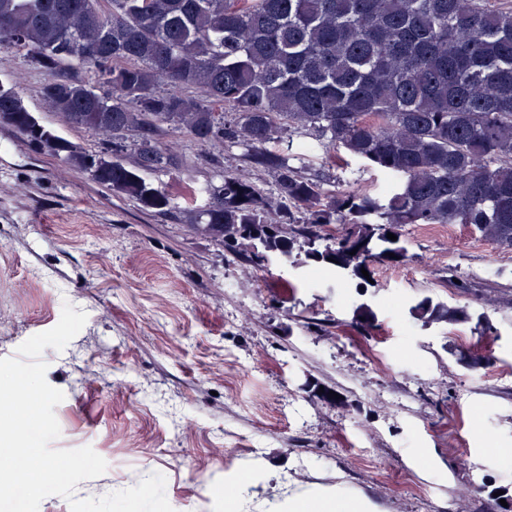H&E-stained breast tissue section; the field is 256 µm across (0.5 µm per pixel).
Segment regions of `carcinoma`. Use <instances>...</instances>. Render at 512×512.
Returning <instances> with one entry per match:
<instances>
[{"label": "carcinoma", "mask_w": 512, "mask_h": 512, "mask_svg": "<svg viewBox=\"0 0 512 512\" xmlns=\"http://www.w3.org/2000/svg\"><path fill=\"white\" fill-rule=\"evenodd\" d=\"M90 46L101 56L82 57ZM0 48L25 51L47 74L41 95L51 109L77 128L111 131L112 150L90 153L59 136L3 83L0 125L144 211L175 209L147 178L179 167L163 144L169 129L201 149L239 148L270 173L266 192L217 171L190 218L228 252L255 240L258 266L298 249L366 283L361 270L407 260L409 224H463L512 250V7L0 0ZM76 67L96 83L64 75ZM315 146L382 171L387 187L324 189L303 172Z\"/></svg>", "instance_id": "1"}]
</instances>
